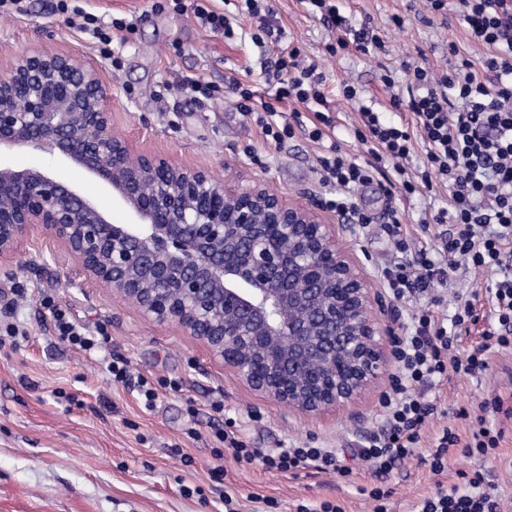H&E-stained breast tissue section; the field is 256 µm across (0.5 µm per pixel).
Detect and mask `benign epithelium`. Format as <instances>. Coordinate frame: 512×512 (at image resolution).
Masks as SVG:
<instances>
[{
  "instance_id": "7a95c632",
  "label": "benign epithelium",
  "mask_w": 512,
  "mask_h": 512,
  "mask_svg": "<svg viewBox=\"0 0 512 512\" xmlns=\"http://www.w3.org/2000/svg\"><path fill=\"white\" fill-rule=\"evenodd\" d=\"M31 148L83 169L131 214L44 168L0 162V268L39 236L141 316L207 347L234 379L309 418L349 409L391 376L380 292L318 205L221 180L136 147L112 90L79 57L31 46L0 62V153Z\"/></svg>"
}]
</instances>
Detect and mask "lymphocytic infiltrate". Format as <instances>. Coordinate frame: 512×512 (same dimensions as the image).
Returning a JSON list of instances; mask_svg holds the SVG:
<instances>
[{"mask_svg": "<svg viewBox=\"0 0 512 512\" xmlns=\"http://www.w3.org/2000/svg\"><path fill=\"white\" fill-rule=\"evenodd\" d=\"M311 12L336 31V43L330 54L355 47L368 52L380 40L368 25L352 29L338 6L331 0H306ZM457 9L475 45L486 47L484 55L462 59L453 73H436L426 65L406 69L405 96H392L394 109L410 112V123L381 121L369 107L359 110L360 121L355 130L358 141L366 145L368 162L358 163L330 146L319 158V174L324 184L339 188L329 205L360 224L359 212L352 193L373 181L375 175L391 171V189L410 196L420 189L440 184L448 190V205L440 209L436 223L441 232V251L447 263H436L426 249L411 250L406 238H396V258L382 270L385 287L393 299L408 304L410 321L397 342L396 354L401 371L381 399L383 425L367 435L357 450L360 460L371 470L386 473L398 461L412 456L418 447L426 422L437 407L428 393L436 381L454 371L466 375L485 372L493 353L512 348V0H457ZM55 10L68 26L78 29L103 44L111 43L116 32L131 30L128 18L102 19L80 8L70 7L68 0H56ZM297 50L280 53L277 62L279 86L275 98L296 104L291 121L261 120L264 136L275 143L293 137L294 120L300 119L301 108H314L315 121L308 132L312 141H322L333 126L332 117L322 112L327 102L324 78L316 64L304 65ZM179 87L195 98L215 100L232 90L242 111H250L255 97L249 85L231 78L228 89L193 75L183 77ZM423 144L425 157L419 176H412L408 164L415 144ZM466 268L489 275L488 301L490 316L476 346L460 347L461 332L467 323L480 320L475 308V293L459 295L456 311L450 320L438 314L441 299L437 285L446 283L450 273ZM53 320L58 339L83 352L107 348L108 336H93L85 327L69 320L53 300H43ZM106 370L112 381L134 384L146 409H153L159 389L179 390L178 381L162 378L151 381L132 376L126 362L108 361ZM500 397L484 400L478 415L459 411L473 429L468 443H460L456 433L443 429L430 456V468L441 474L448 465V451L461 446L464 456L487 455L498 447L502 431L489 427L487 412L502 413ZM225 430L216 432L219 443L215 459L231 457L237 463H261L266 470L295 473L307 468L335 474L348 481L350 468L340 465L332 448H318L307 442H296L285 448H254L233 430L235 421L226 418ZM469 490L437 485L434 493L424 498L418 512H500V498L495 485H483L481 477L469 481Z\"/></svg>", "mask_w": 512, "mask_h": 512, "instance_id": "lymphocytic-infiltrate-1", "label": "lymphocytic infiltrate"}]
</instances>
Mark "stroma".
I'll return each instance as SVG.
<instances>
[{
    "instance_id": "stroma-1",
    "label": "stroma",
    "mask_w": 512,
    "mask_h": 512,
    "mask_svg": "<svg viewBox=\"0 0 512 512\" xmlns=\"http://www.w3.org/2000/svg\"><path fill=\"white\" fill-rule=\"evenodd\" d=\"M55 0H27L20 16L0 17V55L9 56L33 45L81 58L97 69L112 88L115 126L138 147L160 150L177 161L207 167L220 179L258 181L296 200L307 198L324 206L336 224L347 218L327 208L333 187L322 183L318 158L324 143L304 131L281 144L266 143L257 117L237 108V98L225 92L217 100H197L180 92L178 81L197 74L216 85L229 77L251 84L253 106L275 103L290 116L292 103L274 102L266 80L274 61L251 41L255 21L244 20L242 38L202 28L192 11H156L154 0H73L74 6L101 15L135 16L136 26L110 47L68 28L55 12ZM270 22L284 43L317 62L326 77L324 93L335 121L333 139L356 162L368 159L354 136L360 107L378 112L381 120H399L390 104L403 85L387 88L384 74L401 72L418 62L438 70L457 67L473 46L460 20L456 0L431 14L427 0H340L352 27L370 20L383 48L369 53L355 48L330 55L336 33L298 0H273ZM458 54H450L449 43ZM120 68H113V58ZM358 90L354 100L343 95L344 83ZM10 164L48 169L59 180L94 198L101 188L80 168L47 153L16 148L5 156ZM383 177L354 192L366 223L341 233L339 242L365 270L371 287L382 288L380 277L394 251L392 216L413 247L437 253V225L423 226L425 215L446 204L442 193L421 191L389 198ZM22 262L0 270V335L18 326L28 339L20 348L0 347V512H263L273 499V512H298L299 505L319 507L322 501L343 512H374L369 489L388 490V512H413L437 485L458 483L461 474L482 472L498 488L504 505L512 506V416L492 419L504 431L490 457H466L450 449L448 466L433 475L427 458L434 438L448 427L468 442L471 430L459 410L477 412L484 399L501 397L512 407V350L492 355L481 376L449 373L431 390L437 412L424 429L414 454L386 473L378 474L353 453L367 434L382 424L380 394L374 393L350 410L321 419L288 411L239 385L223 365L190 337L172 327L145 321L137 308L119 295L87 281L69 256L51 241L27 246ZM67 309L90 333L106 328L113 359L129 363L133 374L154 379L177 378L180 391L160 390L153 410H146L133 388L113 383L98 355L59 342L44 297ZM75 405H68L67 396ZM220 401L223 414L210 405ZM258 448H282L295 441H314L338 452L341 465L351 468L350 482L312 469L280 474L260 464L225 459L224 491L231 505L215 494L209 470L216 463L214 433L226 418ZM194 488L184 496L183 487ZM225 496V497H226Z\"/></svg>"
}]
</instances>
